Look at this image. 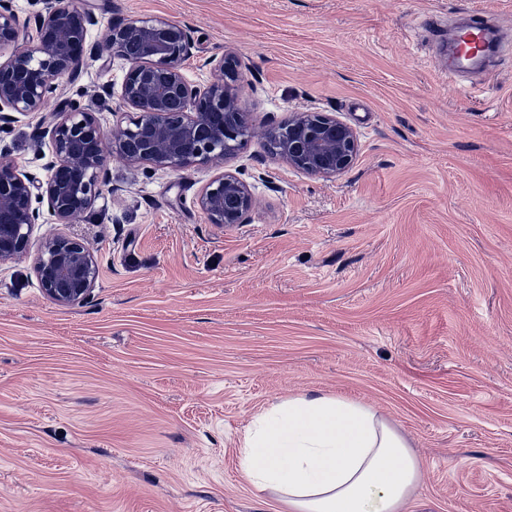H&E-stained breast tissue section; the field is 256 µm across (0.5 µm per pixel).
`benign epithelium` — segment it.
I'll use <instances>...</instances> for the list:
<instances>
[{"label": "benign epithelium", "mask_w": 512, "mask_h": 512, "mask_svg": "<svg viewBox=\"0 0 512 512\" xmlns=\"http://www.w3.org/2000/svg\"><path fill=\"white\" fill-rule=\"evenodd\" d=\"M34 25L22 23L11 0H0V122L9 113L40 114L49 138L48 175L37 181L6 151L0 150V261L27 252L39 205L47 204L59 224L87 217L108 183V163L178 170L197 162L218 170L202 189L197 205L209 223L246 222L256 207L250 187L224 170L257 129L249 125L238 90V60L231 54L209 58L212 78L194 85L182 72L193 55L191 29L163 18H127L112 22L94 43L88 41L96 16L76 0H42ZM89 57L119 58L127 69L120 87L104 92L138 112L107 128L95 113L77 103L46 111L62 93V82L75 83ZM275 141L278 162L311 176L335 178L347 171L358 152L357 131L333 113L294 110L288 122L264 130ZM35 275L46 296L60 306L90 296L99 266L93 248L65 236H50L33 258Z\"/></svg>", "instance_id": "benign-epithelium-1"}]
</instances>
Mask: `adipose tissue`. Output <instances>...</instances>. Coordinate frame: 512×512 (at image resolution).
<instances>
[{"label":"adipose tissue","instance_id":"adipose-tissue-1","mask_svg":"<svg viewBox=\"0 0 512 512\" xmlns=\"http://www.w3.org/2000/svg\"><path fill=\"white\" fill-rule=\"evenodd\" d=\"M241 468L288 512H404L423 463L371 405L299 395L254 418Z\"/></svg>","mask_w":512,"mask_h":512}]
</instances>
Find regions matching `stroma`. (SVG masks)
Returning <instances> with one entry per match:
<instances>
[{
	"instance_id": "stroma-1",
	"label": "stroma",
	"mask_w": 512,
	"mask_h": 512,
	"mask_svg": "<svg viewBox=\"0 0 512 512\" xmlns=\"http://www.w3.org/2000/svg\"><path fill=\"white\" fill-rule=\"evenodd\" d=\"M99 24L191 27L182 72L240 61L250 123L295 109L356 129L333 179L273 160L251 138L225 168L259 204L209 223L208 165L110 162L79 224L41 208L49 234L87 242L92 296L61 307L32 254L0 262V512H283L246 482L253 419L297 395L373 406L424 462L408 512H512V0H79ZM495 15L493 76L450 80L441 40ZM120 59H87L69 98L111 126ZM36 118L0 143L46 177Z\"/></svg>"
}]
</instances>
